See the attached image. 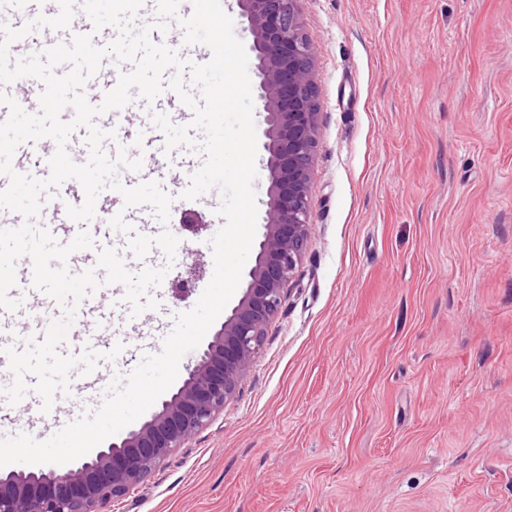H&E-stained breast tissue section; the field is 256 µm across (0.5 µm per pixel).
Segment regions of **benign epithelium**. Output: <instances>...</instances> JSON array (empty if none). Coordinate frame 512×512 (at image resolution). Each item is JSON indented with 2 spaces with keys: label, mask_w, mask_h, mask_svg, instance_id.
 Masks as SVG:
<instances>
[{
  "label": "benign epithelium",
  "mask_w": 512,
  "mask_h": 512,
  "mask_svg": "<svg viewBox=\"0 0 512 512\" xmlns=\"http://www.w3.org/2000/svg\"><path fill=\"white\" fill-rule=\"evenodd\" d=\"M301 0H236L255 59L267 172L263 232L244 294L151 419L76 463L0 475V512H102L142 484L174 448L224 410L260 353L267 325L313 225L309 198L320 112L315 50L302 30Z\"/></svg>",
  "instance_id": "benign-epithelium-1"
}]
</instances>
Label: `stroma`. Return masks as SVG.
Returning <instances> with one entry per match:
<instances>
[{
  "instance_id": "1",
  "label": "stroma",
  "mask_w": 512,
  "mask_h": 512,
  "mask_svg": "<svg viewBox=\"0 0 512 512\" xmlns=\"http://www.w3.org/2000/svg\"><path fill=\"white\" fill-rule=\"evenodd\" d=\"M300 11L321 112L313 233L223 412L103 512H512V0ZM190 177L162 185L176 260L119 379L213 276L222 219L184 199Z\"/></svg>"
}]
</instances>
